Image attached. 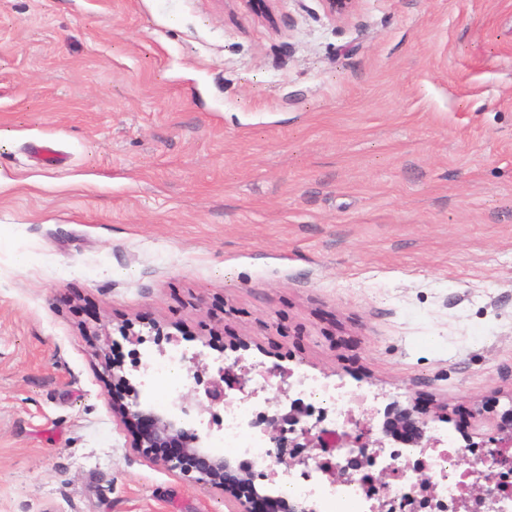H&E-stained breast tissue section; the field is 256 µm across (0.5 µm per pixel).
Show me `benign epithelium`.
<instances>
[{"instance_id":"benign-epithelium-1","label":"benign epithelium","mask_w":512,"mask_h":512,"mask_svg":"<svg viewBox=\"0 0 512 512\" xmlns=\"http://www.w3.org/2000/svg\"><path fill=\"white\" fill-rule=\"evenodd\" d=\"M330 15L335 18L348 16L355 8L358 0H323ZM245 367L234 362L222 367L217 374L204 377L201 370L190 374L196 385L203 387L205 400H196L199 412L210 413L209 426L219 423L220 415L215 408L224 405L227 391L236 390L244 398L249 399L258 394V389L248 390L247 379L243 374ZM267 410L261 412L260 419L252 426L261 428L268 436L273 449L269 456L288 470L297 466L307 468L319 461V457L329 453L327 433L321 427L322 415L299 399H293L286 388L280 394L265 399ZM113 413L129 427L142 423L145 428L134 433L133 446L136 448H174V454L165 458L155 457L153 462L168 470L196 471L200 474L198 481L224 490L225 496L233 499L239 506L237 512H251L249 502H243L237 495L240 485H254L255 480L265 477V472L256 470L254 462L237 461L231 457L213 456L202 446V438L198 431L190 426L189 421L180 418L189 414V408L179 406V412L164 413L141 405L137 400L130 404L112 399ZM450 421L448 408L437 406L434 410H422L416 404L406 406L398 403L385 410V420L379 429L381 437H374V426L367 424V432L352 440V447L359 449V454L369 458L380 454L386 448V442L394 441L426 450L432 438L426 436L427 427L432 420ZM467 448H484L493 445L504 458L512 462L507 450L512 447V408L502 412L499 419L489 421L485 428L478 429L464 438ZM405 467L418 472L420 478L413 485L405 503L410 507L434 497V485L426 474V462L422 458L407 461ZM471 467L478 473L476 480L465 485V495L454 503V512H465L469 509L470 499L477 497L489 503V507L501 499L504 488L500 485L496 472L491 468L481 467V460L471 462ZM400 469L380 471L372 477L377 489L376 502L371 506L372 512H397L395 500L389 496V480L395 478ZM286 505L287 512H313L304 499L288 504L283 497L270 499L267 512H280V505Z\"/></svg>"}]
</instances>
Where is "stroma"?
Listing matches in <instances>:
<instances>
[{
	"label": "stroma",
	"mask_w": 512,
	"mask_h": 512,
	"mask_svg": "<svg viewBox=\"0 0 512 512\" xmlns=\"http://www.w3.org/2000/svg\"><path fill=\"white\" fill-rule=\"evenodd\" d=\"M273 13L0 0V512H232L133 448L106 356L512 407V0Z\"/></svg>",
	"instance_id": "obj_1"
}]
</instances>
